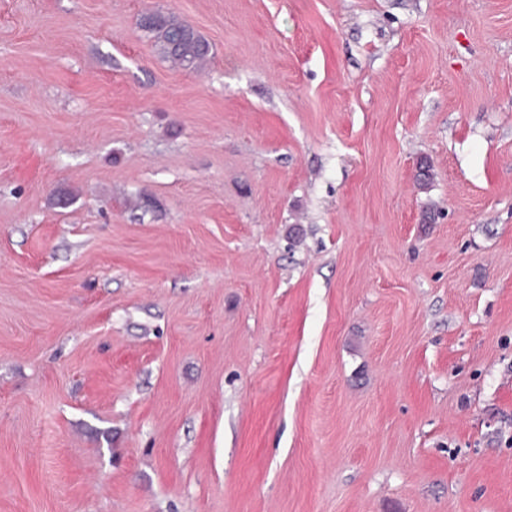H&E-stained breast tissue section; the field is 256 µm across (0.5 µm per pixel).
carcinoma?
Segmentation results:
<instances>
[{
	"instance_id": "carcinoma-1",
	"label": "carcinoma",
	"mask_w": 512,
	"mask_h": 512,
	"mask_svg": "<svg viewBox=\"0 0 512 512\" xmlns=\"http://www.w3.org/2000/svg\"><path fill=\"white\" fill-rule=\"evenodd\" d=\"M142 28L152 36L161 57L185 68H198L210 55L209 43L191 24L174 15L151 14Z\"/></svg>"
}]
</instances>
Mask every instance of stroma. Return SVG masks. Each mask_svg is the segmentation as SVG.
<instances>
[{
  "label": "stroma",
  "mask_w": 512,
  "mask_h": 512,
  "mask_svg": "<svg viewBox=\"0 0 512 512\" xmlns=\"http://www.w3.org/2000/svg\"><path fill=\"white\" fill-rule=\"evenodd\" d=\"M0 512H512V0H0ZM146 19L141 26L152 36L156 50L164 59L193 69L208 59L209 43L188 22L160 13L148 15Z\"/></svg>",
  "instance_id": "35a3bbf8"
}]
</instances>
